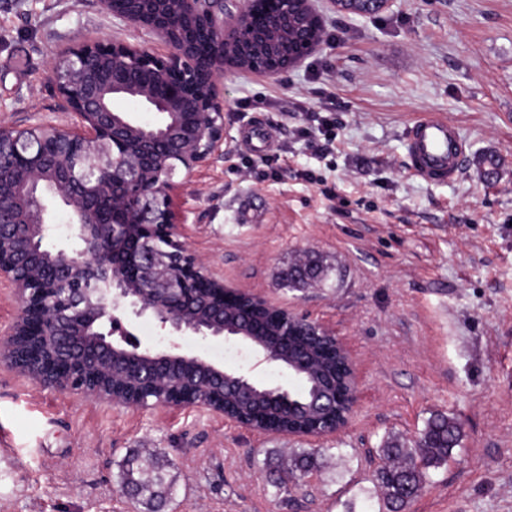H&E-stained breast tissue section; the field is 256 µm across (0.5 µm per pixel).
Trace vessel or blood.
<instances>
[{"mask_svg":"<svg viewBox=\"0 0 512 512\" xmlns=\"http://www.w3.org/2000/svg\"><path fill=\"white\" fill-rule=\"evenodd\" d=\"M406 145L411 171L426 182L448 181L466 159L458 128L444 118L414 121L406 129Z\"/></svg>","mask_w":512,"mask_h":512,"instance_id":"1","label":"vessel or blood"}]
</instances>
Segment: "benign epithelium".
I'll return each instance as SVG.
<instances>
[{
	"label": "benign epithelium",
	"instance_id": "benign-epithelium-1",
	"mask_svg": "<svg viewBox=\"0 0 512 512\" xmlns=\"http://www.w3.org/2000/svg\"><path fill=\"white\" fill-rule=\"evenodd\" d=\"M342 15L369 18L394 0H329ZM123 27L167 47L83 36L59 52L50 79L68 126L0 127V280L17 303L0 332V364L36 383L130 408L141 367L175 362L185 371L157 381L152 408L192 406L225 414V390L201 392L194 371L224 370L179 350L132 340L119 314L148 315L172 336L224 337L245 344L259 364L280 356L257 330L224 312L257 307L265 323L298 322L348 352L328 327L214 278L178 229L174 199L194 173L222 152L224 73L274 77L324 47L314 0H100ZM138 99L156 119L140 122L114 107ZM182 179H177V176ZM69 207L71 243L46 249L50 201ZM161 239L160 249L153 247ZM48 250L53 270L28 262Z\"/></svg>",
	"mask_w": 512,
	"mask_h": 512
}]
</instances>
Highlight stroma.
<instances>
[{
    "label": "stroma",
    "mask_w": 512,
    "mask_h": 512,
    "mask_svg": "<svg viewBox=\"0 0 512 512\" xmlns=\"http://www.w3.org/2000/svg\"><path fill=\"white\" fill-rule=\"evenodd\" d=\"M318 8L328 39L301 66L225 74L231 138L174 207L183 241L215 277L343 339L359 397L348 425L322 438L257 432L194 407L61 393L0 365V512H129L121 464L144 448L176 463L163 512H380L369 449L391 433L415 437L436 410L460 419L462 444L404 512H512V0H395L371 19L328 0ZM81 35L146 38L99 0H0V126L70 123L49 66ZM324 91L336 148L320 159L296 130ZM254 98L271 104L253 111ZM426 116L464 139L469 162L445 184L408 168L404 129ZM256 123L276 141L272 177L247 171L244 135ZM490 152L501 157L491 179L478 164ZM244 199L262 223H240ZM306 254L340 265V279L289 288L280 271ZM191 350L258 383L299 386L278 366L253 369L236 342ZM292 448L325 454L318 477L287 499L262 466L268 451Z\"/></svg>",
    "instance_id": "1"
}]
</instances>
